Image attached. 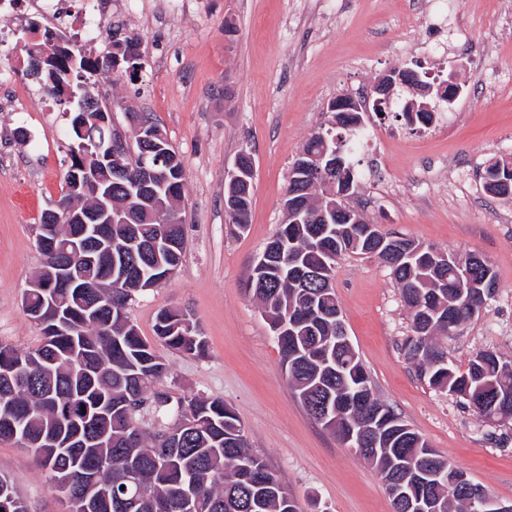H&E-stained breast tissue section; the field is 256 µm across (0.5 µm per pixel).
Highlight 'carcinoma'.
I'll list each match as a JSON object with an SVG mask.
<instances>
[{"label":"carcinoma","instance_id":"obj_1","mask_svg":"<svg viewBox=\"0 0 512 512\" xmlns=\"http://www.w3.org/2000/svg\"><path fill=\"white\" fill-rule=\"evenodd\" d=\"M19 39L27 62L42 53V47L58 34L39 30L36 21L25 27ZM121 63L115 64L113 48L106 46L91 57L74 42L63 41L58 53L36 76L43 91L54 97L77 101L71 123L66 186L83 178L85 170L98 171L100 194H112L118 205L125 204L128 180L115 171L108 159L112 128L98 123L108 104L95 95V77L102 68H128L124 42ZM134 146L152 158L165 157L168 166L157 188L163 201L183 195L185 171L182 161L169 154L173 147L150 118L140 117ZM336 135V149L352 178H357L350 143L364 129L355 121ZM491 167L500 194L512 196V161L497 160ZM51 210L42 213L37 246L42 270L37 279L49 281V271L61 263L53 241H78L79 225L51 224ZM175 223L154 222L145 211L130 224L106 227L112 247L91 249L87 279L55 282L49 293L27 288V315L40 326L41 343L26 351L0 343V441L23 444L45 471L48 481L68 479L79 498L92 505L91 512H180L179 499L188 490L197 497L195 512H301L297 499L282 484L262 458L249 448L234 411L221 399L192 397L173 405L170 397L149 394L153 384L167 374L168 367L159 348L199 355L206 342L198 336L190 314L164 308L157 313L156 342L142 338L129 320L127 309L135 295L144 292L141 281L164 282L181 263L185 232L181 215ZM318 224H283L285 235L270 264L257 276L252 293L273 318L288 316V329L277 337L282 365L289 382L313 419L324 410L336 412L348 393H356L361 404L342 408L339 428L351 423L367 425L369 414L390 421L387 432L373 441L372 464L383 473L388 492H393L404 472L402 462L416 466L444 467L448 481L437 489L441 512H480L472 493L456 484L464 475L435 454L425 455L426 442L416 432L403 429L402 418L374 394L370 379L356 352L336 348V326L331 318L341 313L334 289H326L322 275L315 273L325 251L367 254V239L348 238L336 248V239L319 237ZM471 283L461 281L448 268L436 273L427 261L412 265H390L400 290L413 335L404 342L408 360L410 348L428 349L434 358L416 361V372L430 386L450 395L465 394L479 416L486 418L495 400H512V371L504 370L499 357L480 351L466 371L452 365H438L443 352L434 343L437 334H460L476 302L474 285L485 279L496 281L486 262H470ZM155 429L148 437L139 421ZM105 463L103 479L112 483L106 490L85 474ZM139 475V486L129 488V469ZM0 509L28 512L12 483L0 476Z\"/></svg>","mask_w":512,"mask_h":512}]
</instances>
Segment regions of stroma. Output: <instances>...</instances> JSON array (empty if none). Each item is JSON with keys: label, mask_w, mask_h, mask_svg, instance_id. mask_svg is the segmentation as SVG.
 <instances>
[{"label": "stroma", "mask_w": 512, "mask_h": 512, "mask_svg": "<svg viewBox=\"0 0 512 512\" xmlns=\"http://www.w3.org/2000/svg\"><path fill=\"white\" fill-rule=\"evenodd\" d=\"M112 0L98 44L135 40L142 67L115 76L104 96L124 132L127 112L151 114L186 173L185 251L157 288L138 294L128 316L154 340L157 312L191 313L207 351L165 354L153 390L171 400L220 398L304 512H393L379 471L306 413L279 349L247 288L251 269L283 221L291 165L327 126L329 102L362 98L375 79L415 65L456 72L453 104L434 102L438 126L413 131L399 114L414 92L395 88L385 115H365L372 135L356 158L361 189L352 203L383 233L458 259L476 252L492 265L496 292L457 336L439 337L449 363L466 369L480 351L512 364V201L488 194L489 163L512 160V0H457L455 17L426 0ZM466 30L448 37L452 22ZM29 89L25 111L0 112V342L28 350L41 341L22 296L40 269L44 210L65 192L70 118L15 52H0V93ZM25 138H17V130ZM254 155L249 223L229 224L225 175L241 149ZM333 288L349 340L376 395L435 454L503 502L512 501V422L420 380L402 342L411 322L389 268L348 253ZM0 475L29 512H64L32 454L0 441Z\"/></svg>", "instance_id": "35a3bbf8"}]
</instances>
